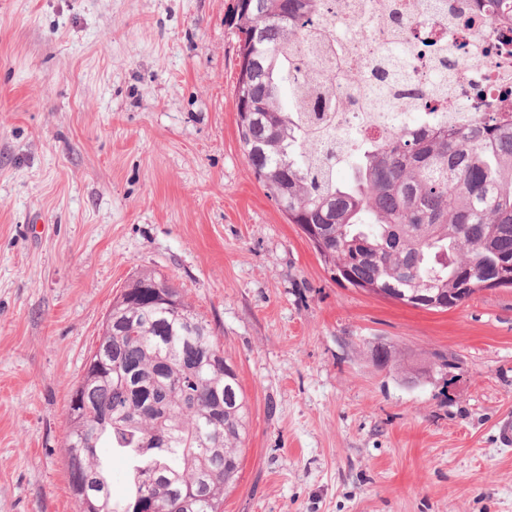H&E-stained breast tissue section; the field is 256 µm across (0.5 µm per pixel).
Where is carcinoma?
Wrapping results in <instances>:
<instances>
[{"label": "carcinoma", "mask_w": 512, "mask_h": 512, "mask_svg": "<svg viewBox=\"0 0 512 512\" xmlns=\"http://www.w3.org/2000/svg\"><path fill=\"white\" fill-rule=\"evenodd\" d=\"M332 0H244L229 25L247 50L235 86L243 153L257 181L304 234L332 279L415 308L456 307L484 288L512 287V129L496 113L478 125H420L422 107L388 137L336 149V75L320 76L317 110L300 101L324 40ZM465 25L467 0L429 8ZM502 43L512 0H477ZM318 17L321 27L310 30ZM290 102L281 104L283 88ZM349 163L347 181L337 168ZM113 300L112 335L99 338L72 388L65 461L95 512H223L224 489L240 472L248 403L214 329L163 273H137ZM110 444L141 468L116 503L97 449Z\"/></svg>", "instance_id": "cac0c4a2"}]
</instances>
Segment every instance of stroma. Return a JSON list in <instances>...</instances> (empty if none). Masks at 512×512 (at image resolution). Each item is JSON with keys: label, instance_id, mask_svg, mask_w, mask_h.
I'll return each mask as SVG.
<instances>
[{"label": "stroma", "instance_id": "35a3bbf8", "mask_svg": "<svg viewBox=\"0 0 512 512\" xmlns=\"http://www.w3.org/2000/svg\"><path fill=\"white\" fill-rule=\"evenodd\" d=\"M234 4L0 0V512H76L69 392L149 269L248 401L224 512H512V288L428 311L332 280L243 154Z\"/></svg>", "mask_w": 512, "mask_h": 512}]
</instances>
